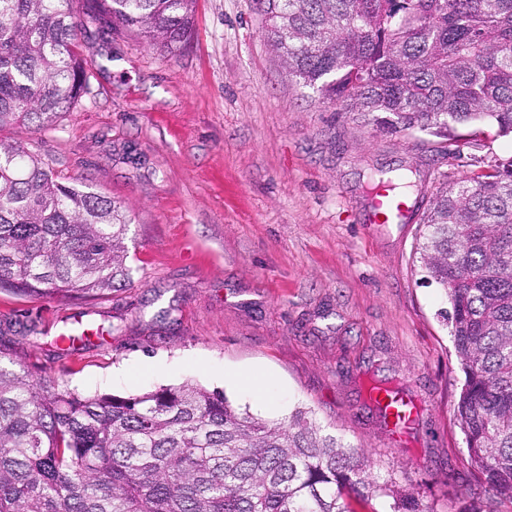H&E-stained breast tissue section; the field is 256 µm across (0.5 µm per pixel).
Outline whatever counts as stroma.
Masks as SVG:
<instances>
[{
  "instance_id": "1",
  "label": "stroma",
  "mask_w": 512,
  "mask_h": 512,
  "mask_svg": "<svg viewBox=\"0 0 512 512\" xmlns=\"http://www.w3.org/2000/svg\"><path fill=\"white\" fill-rule=\"evenodd\" d=\"M262 25L256 0H197L188 45L165 56L85 20L87 92L51 128L0 138L127 207L134 282L83 302L0 291V351L81 395L191 382L267 420L307 406L436 512L487 504L455 416L448 303L414 246L439 183L512 157V136L441 149L373 132L289 80ZM401 163L413 212L374 222L371 175ZM78 320L100 334L56 347ZM240 374L273 388L258 400L225 383ZM368 375L422 405L408 445L368 409Z\"/></svg>"
}]
</instances>
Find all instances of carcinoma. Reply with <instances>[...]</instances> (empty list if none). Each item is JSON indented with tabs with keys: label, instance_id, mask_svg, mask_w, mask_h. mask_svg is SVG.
I'll use <instances>...</instances> for the list:
<instances>
[{
	"label": "carcinoma",
	"instance_id": "cac0c4a2",
	"mask_svg": "<svg viewBox=\"0 0 512 512\" xmlns=\"http://www.w3.org/2000/svg\"><path fill=\"white\" fill-rule=\"evenodd\" d=\"M72 0H0V127L53 126L87 88ZM289 79L382 133L443 144L512 133V0H257ZM88 16L162 55L196 0H91ZM132 217L0 139V290L56 301L133 283ZM416 246L463 374L467 462L512 502V157L432 199ZM0 351V512H436L325 432L309 408L268 421L184 383L81 396Z\"/></svg>",
	"mask_w": 512,
	"mask_h": 512
}]
</instances>
